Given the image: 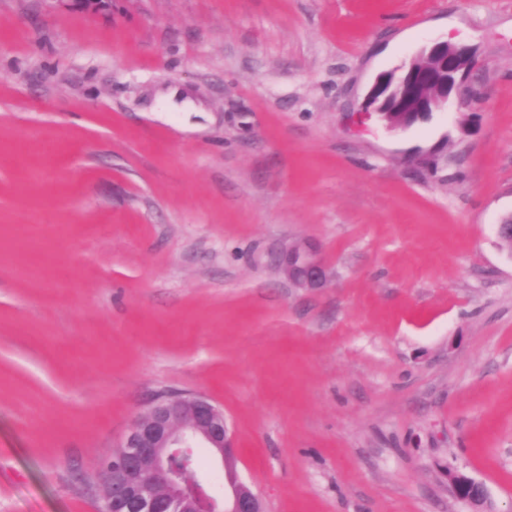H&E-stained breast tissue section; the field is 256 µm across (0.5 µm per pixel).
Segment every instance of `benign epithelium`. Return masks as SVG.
Segmentation results:
<instances>
[{
  "label": "benign epithelium",
  "mask_w": 512,
  "mask_h": 512,
  "mask_svg": "<svg viewBox=\"0 0 512 512\" xmlns=\"http://www.w3.org/2000/svg\"><path fill=\"white\" fill-rule=\"evenodd\" d=\"M88 14L106 9L109 0H60ZM471 48L448 40L434 41L405 61L401 74H380L367 93L365 109L378 113L392 128H409L418 120L448 108L474 71ZM280 272L297 288L326 286L330 270L309 242L295 243L274 255ZM208 449L230 468L236 440L224 412L201 396L171 395L139 414L118 445V454L102 462L99 483L105 512H264L260 498L225 473L227 492L222 510L204 483L177 469H196V450ZM454 495L473 512H498L485 485L457 471L448 472Z\"/></svg>",
  "instance_id": "obj_1"
}]
</instances>
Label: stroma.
Returning a JSON list of instances; mask_svg holds the SVG:
<instances>
[{
  "label": "stroma",
  "mask_w": 512,
  "mask_h": 512,
  "mask_svg": "<svg viewBox=\"0 0 512 512\" xmlns=\"http://www.w3.org/2000/svg\"><path fill=\"white\" fill-rule=\"evenodd\" d=\"M435 40L483 98L365 117ZM511 213L512 0H0V512H101L173 394L266 512H512ZM280 272L297 288H324L331 278L330 270L318 249L309 242L283 247L274 255ZM448 482L454 495L470 504L473 512H498L482 482L457 471H449Z\"/></svg>",
  "instance_id": "35a3bbf8"
}]
</instances>
